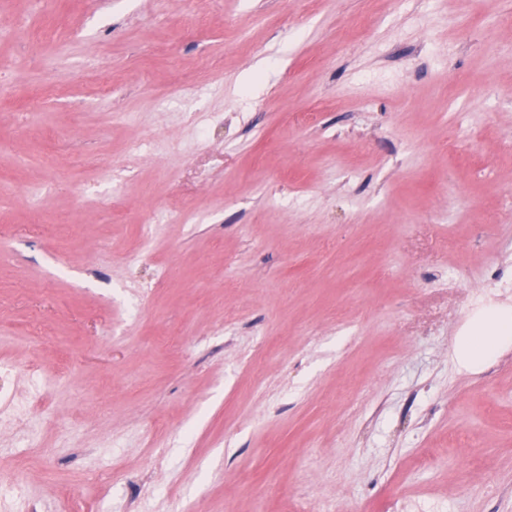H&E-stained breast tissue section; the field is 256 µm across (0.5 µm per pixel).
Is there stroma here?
Instances as JSON below:
<instances>
[{"label":"stroma","instance_id":"stroma-1","mask_svg":"<svg viewBox=\"0 0 512 512\" xmlns=\"http://www.w3.org/2000/svg\"><path fill=\"white\" fill-rule=\"evenodd\" d=\"M31 24L79 34L65 96L30 95ZM1 28L0 385L68 383L0 422V479L32 469L39 512H512V347L454 353L512 308V0H0ZM66 134L90 151L46 172ZM155 209L190 219L147 246Z\"/></svg>","mask_w":512,"mask_h":512}]
</instances>
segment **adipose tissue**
Listing matches in <instances>:
<instances>
[{"label": "adipose tissue", "instance_id": "obj_1", "mask_svg": "<svg viewBox=\"0 0 512 512\" xmlns=\"http://www.w3.org/2000/svg\"><path fill=\"white\" fill-rule=\"evenodd\" d=\"M512 344V310L503 308L484 316L464 336L456 355L464 365L475 368Z\"/></svg>", "mask_w": 512, "mask_h": 512}]
</instances>
